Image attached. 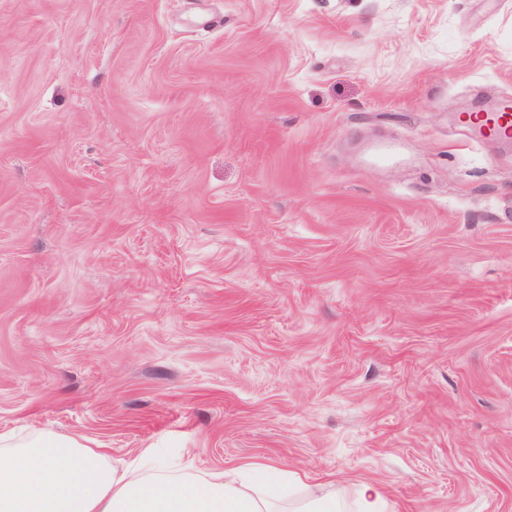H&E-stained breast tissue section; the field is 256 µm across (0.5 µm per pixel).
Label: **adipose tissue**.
<instances>
[{
  "label": "adipose tissue",
  "mask_w": 512,
  "mask_h": 512,
  "mask_svg": "<svg viewBox=\"0 0 512 512\" xmlns=\"http://www.w3.org/2000/svg\"><path fill=\"white\" fill-rule=\"evenodd\" d=\"M383 487L352 499L294 471L245 462L199 473L155 449L115 465L106 450L52 431L0 434V512H387Z\"/></svg>",
  "instance_id": "obj_1"
}]
</instances>
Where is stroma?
<instances>
[{
	"mask_svg": "<svg viewBox=\"0 0 512 512\" xmlns=\"http://www.w3.org/2000/svg\"><path fill=\"white\" fill-rule=\"evenodd\" d=\"M503 98L512 0H0V432L512 512ZM467 126L480 137L493 140L512 139V102L501 101L493 112H475L466 118Z\"/></svg>",
	"mask_w": 512,
	"mask_h": 512,
	"instance_id": "stroma-1",
	"label": "stroma"
}]
</instances>
